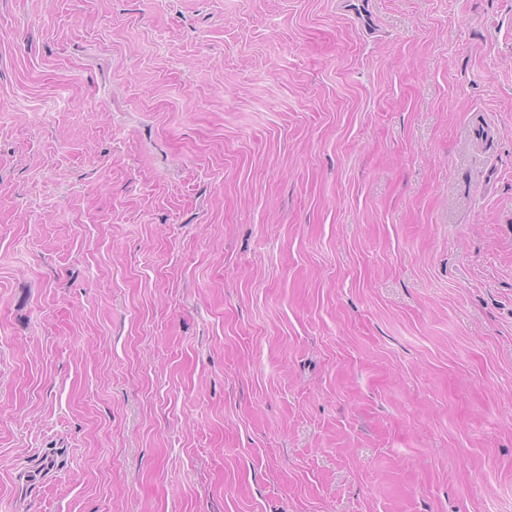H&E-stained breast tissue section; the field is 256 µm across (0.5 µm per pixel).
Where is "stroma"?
I'll use <instances>...</instances> for the list:
<instances>
[{
  "instance_id": "obj_1",
  "label": "stroma",
  "mask_w": 512,
  "mask_h": 512,
  "mask_svg": "<svg viewBox=\"0 0 512 512\" xmlns=\"http://www.w3.org/2000/svg\"><path fill=\"white\" fill-rule=\"evenodd\" d=\"M0 512H512V0H0Z\"/></svg>"
}]
</instances>
